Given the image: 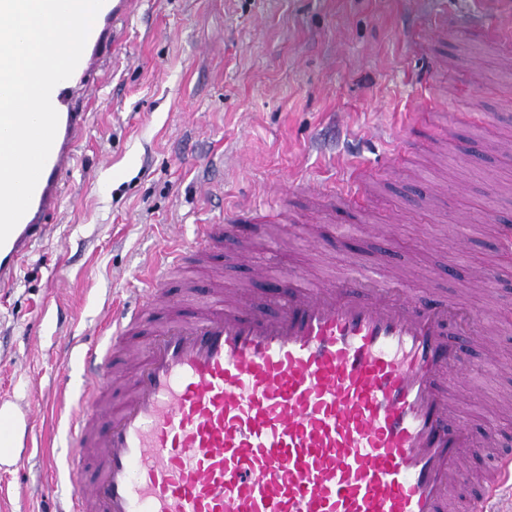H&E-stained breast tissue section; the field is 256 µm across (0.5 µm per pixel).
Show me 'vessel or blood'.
I'll use <instances>...</instances> for the list:
<instances>
[{"mask_svg": "<svg viewBox=\"0 0 512 512\" xmlns=\"http://www.w3.org/2000/svg\"><path fill=\"white\" fill-rule=\"evenodd\" d=\"M136 0H105L72 76L56 85V136L27 212L0 245V289L45 237L87 115L79 91L108 22ZM251 210L197 225L191 240L150 272L144 298L113 311L112 334L86 349L72 417V490L58 512H491L512 476V448L495 432L483 445L497 464L477 477L460 454L468 437L446 387L468 379L461 344L444 332L456 309L421 302L366 274L303 286L291 276L272 308L224 292L213 278L205 303L171 304L166 285L186 258L208 265L225 234ZM165 320L148 342L135 335L149 311ZM125 396L104 400V379ZM29 409L0 410V445L29 429Z\"/></svg>", "mask_w": 512, "mask_h": 512, "instance_id": "vessel-or-blood-1", "label": "vessel or blood"}]
</instances>
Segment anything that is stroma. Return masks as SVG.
<instances>
[{
  "label": "stroma",
  "instance_id": "1",
  "mask_svg": "<svg viewBox=\"0 0 512 512\" xmlns=\"http://www.w3.org/2000/svg\"><path fill=\"white\" fill-rule=\"evenodd\" d=\"M435 9L446 26L425 33ZM463 9L512 27V0H140L115 22L50 233L0 291V396L36 409L32 447L15 450L25 464L0 471V512H56L81 347L113 303L137 299L167 242L243 205L286 212L250 250L273 275L388 272L412 298L434 290L486 312L497 363L465 344L477 391L462 399L463 453L492 460L481 447L491 420L512 448L500 405L512 393V261L500 249L512 225V55L457 31ZM300 179L329 195L358 188L360 204L321 212L296 195ZM331 224L344 236L313 252L306 228ZM237 249L225 236L224 287L261 298ZM477 271L496 279L497 298L470 291Z\"/></svg>",
  "mask_w": 512,
  "mask_h": 512
}]
</instances>
